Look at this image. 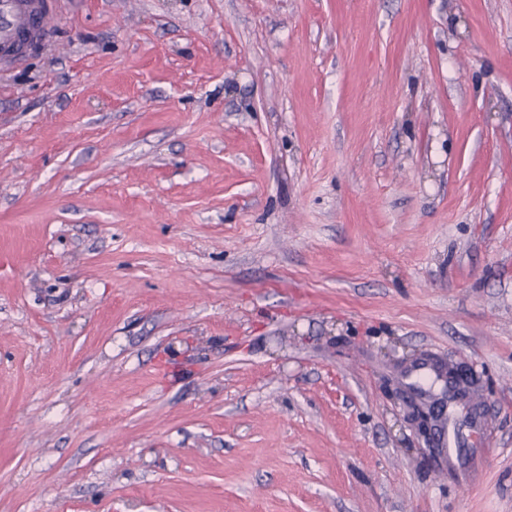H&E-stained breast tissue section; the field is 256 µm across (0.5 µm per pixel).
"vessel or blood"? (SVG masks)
<instances>
[{"label":"vessel or blood","mask_w":512,"mask_h":512,"mask_svg":"<svg viewBox=\"0 0 512 512\" xmlns=\"http://www.w3.org/2000/svg\"><path fill=\"white\" fill-rule=\"evenodd\" d=\"M59 0H0V65L15 66L44 49L50 38L46 20L54 15ZM406 384L424 385L430 398H444L447 408L438 425V466L456 468L457 448L462 438H469L474 455L484 451L486 424L477 416L466 418L465 427H458L459 401L450 397L448 371L444 363L426 357L404 367L399 373Z\"/></svg>","instance_id":"vessel-or-blood-1"}]
</instances>
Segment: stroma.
<instances>
[{
	"label": "stroma",
	"instance_id": "obj_1",
	"mask_svg": "<svg viewBox=\"0 0 512 512\" xmlns=\"http://www.w3.org/2000/svg\"><path fill=\"white\" fill-rule=\"evenodd\" d=\"M0 71V512H512V0H61ZM469 367L440 470L398 371Z\"/></svg>",
	"mask_w": 512,
	"mask_h": 512
}]
</instances>
